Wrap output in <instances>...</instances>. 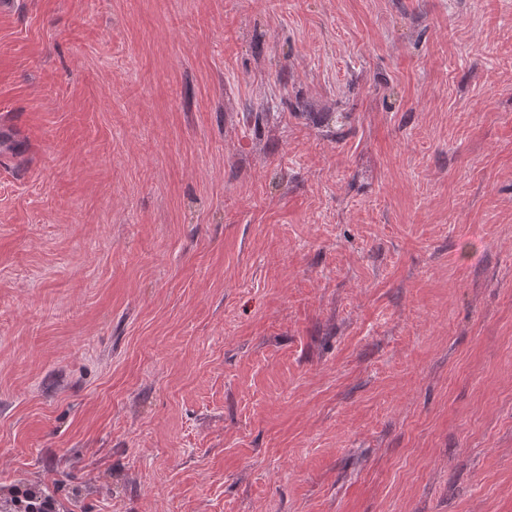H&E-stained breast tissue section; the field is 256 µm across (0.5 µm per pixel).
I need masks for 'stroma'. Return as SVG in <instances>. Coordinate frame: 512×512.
Instances as JSON below:
<instances>
[{
	"mask_svg": "<svg viewBox=\"0 0 512 512\" xmlns=\"http://www.w3.org/2000/svg\"><path fill=\"white\" fill-rule=\"evenodd\" d=\"M0 135V497L512 512V0H13Z\"/></svg>",
	"mask_w": 512,
	"mask_h": 512,
	"instance_id": "35a3bbf8",
	"label": "stroma"
}]
</instances>
